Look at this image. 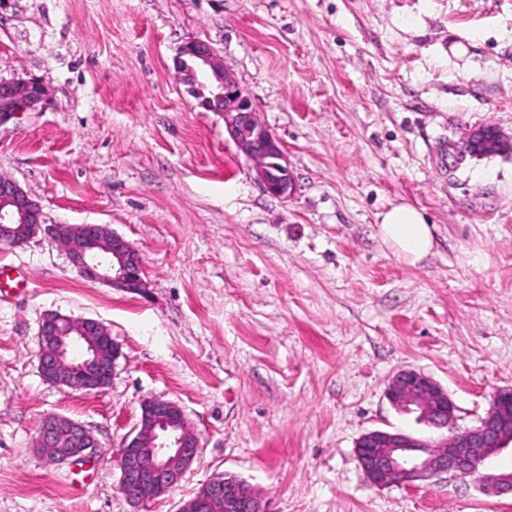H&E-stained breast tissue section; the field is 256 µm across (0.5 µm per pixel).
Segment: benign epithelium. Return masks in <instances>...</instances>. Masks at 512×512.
Here are the masks:
<instances>
[{"instance_id":"benign-epithelium-1","label":"benign epithelium","mask_w":512,"mask_h":512,"mask_svg":"<svg viewBox=\"0 0 512 512\" xmlns=\"http://www.w3.org/2000/svg\"><path fill=\"white\" fill-rule=\"evenodd\" d=\"M181 53L196 66L177 61V75L187 91L207 112L224 116V128L239 150L255 163L256 179L268 194L288 198L295 183L279 141L256 117L244 93L243 80L223 66L214 50L201 41H189ZM0 123L19 112L43 108L48 83L43 78L0 82ZM512 151V136L493 125L470 130L464 152ZM43 235L69 249V259L84 277L114 288L138 292L145 287L142 263L131 244L99 224H46L38 201L21 185L0 176V245L18 246ZM87 350L79 360L70 354L73 342ZM112 358L118 345L109 329L90 318L73 319L51 314L38 332V367L44 378L80 392L99 391L112 381L115 365L103 369V343ZM386 397L396 408L418 413V420L440 431L418 439L402 431L374 429L356 441V456L370 484L410 487L443 474L474 476L484 490L496 496L512 494V472H495L492 460L512 446V387L496 391L490 410L473 428L455 426L456 407L448 392L430 376L401 370L388 382ZM35 446L55 462L91 460L98 444L80 422L49 414L38 428ZM199 441L177 403L153 398L141 406L140 429L128 436L119 450L120 488L136 503H148L176 487L198 456ZM269 512L266 502L235 475L222 474L203 484L177 512Z\"/></svg>"}]
</instances>
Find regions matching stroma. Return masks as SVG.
Instances as JSON below:
<instances>
[{"mask_svg":"<svg viewBox=\"0 0 512 512\" xmlns=\"http://www.w3.org/2000/svg\"><path fill=\"white\" fill-rule=\"evenodd\" d=\"M191 40L242 77L292 197L179 82ZM31 77L49 101L0 123V176L45 223L122 236L147 286L86 279L40 236L0 246V512H177L225 473L271 512H512L472 476L373 486L355 454L373 429L431 436L385 396L399 370L447 390L461 428L512 386V154L458 156L474 127L512 132V0H0V81ZM398 203L434 227L414 264L378 234ZM49 314L110 329L108 387L42 376ZM151 398L200 448L139 508L117 459ZM49 414L84 424L96 457L38 453Z\"/></svg>","mask_w":512,"mask_h":512,"instance_id":"1","label":"stroma"}]
</instances>
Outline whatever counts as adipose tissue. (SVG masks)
Here are the masks:
<instances>
[{
  "instance_id": "adipose-tissue-1",
  "label": "adipose tissue",
  "mask_w": 512,
  "mask_h": 512,
  "mask_svg": "<svg viewBox=\"0 0 512 512\" xmlns=\"http://www.w3.org/2000/svg\"><path fill=\"white\" fill-rule=\"evenodd\" d=\"M378 233L399 257L417 262L433 248V230L414 206L400 203L380 213Z\"/></svg>"
}]
</instances>
